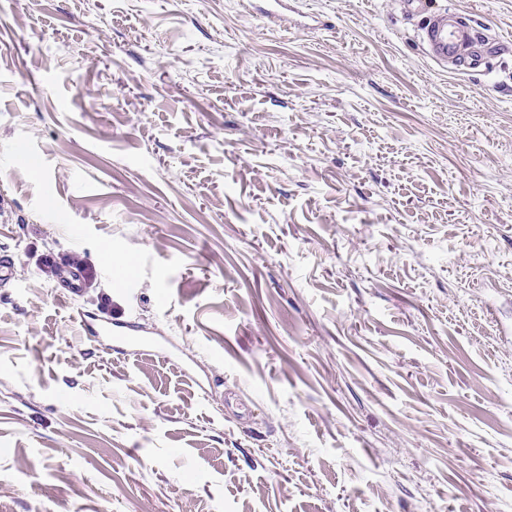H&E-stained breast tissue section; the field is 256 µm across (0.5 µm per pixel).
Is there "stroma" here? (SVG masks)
<instances>
[{"label": "stroma", "instance_id": "obj_1", "mask_svg": "<svg viewBox=\"0 0 512 512\" xmlns=\"http://www.w3.org/2000/svg\"><path fill=\"white\" fill-rule=\"evenodd\" d=\"M445 2L507 51L438 67L406 0H0V512H512V0ZM84 316V314H83ZM84 329L89 336L105 339L113 343L116 349L123 351L125 346L135 342V329L130 322L112 320L106 313L98 316L82 317Z\"/></svg>", "mask_w": 512, "mask_h": 512}]
</instances>
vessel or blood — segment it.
<instances>
[{
    "instance_id": "vessel-or-blood-1",
    "label": "vessel or blood",
    "mask_w": 512,
    "mask_h": 512,
    "mask_svg": "<svg viewBox=\"0 0 512 512\" xmlns=\"http://www.w3.org/2000/svg\"><path fill=\"white\" fill-rule=\"evenodd\" d=\"M409 2L411 12L424 18L421 46L437 65L479 71L501 51V43L488 29L476 27L450 7L437 5L436 0ZM83 325L88 335L107 340L119 350L135 341L133 325L114 320L108 314L84 317Z\"/></svg>"
}]
</instances>
